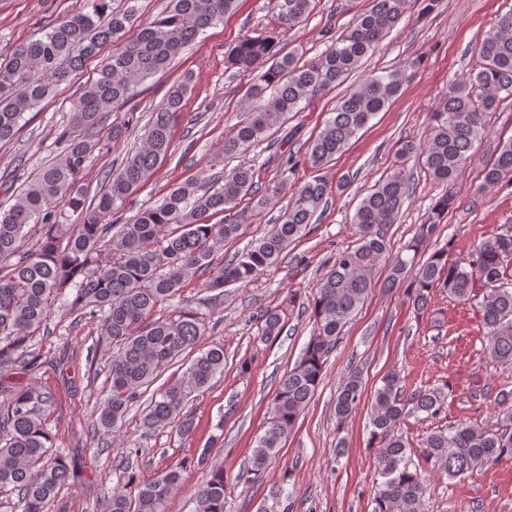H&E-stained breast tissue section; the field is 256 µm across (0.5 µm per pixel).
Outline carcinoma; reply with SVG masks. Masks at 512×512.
<instances>
[{"instance_id":"obj_1","label":"carcinoma","mask_w":512,"mask_h":512,"mask_svg":"<svg viewBox=\"0 0 512 512\" xmlns=\"http://www.w3.org/2000/svg\"><path fill=\"white\" fill-rule=\"evenodd\" d=\"M87 8L57 21L42 37L16 45L0 60V144H9L22 128L27 112L37 108L69 74L112 45L95 77L81 86L71 102L67 125L57 132L59 151L22 188L14 203L0 209V366L35 367L32 339L59 305L77 320L95 319L103 336L117 347L109 365L110 389L91 414L92 436L122 439L127 413L142 408L141 428L155 432L173 425L187 433L192 419L186 405L224 373V345L213 343L194 358L181 376L157 389L152 386L185 352L195 348L213 327L209 317L189 306L176 316L157 315L197 273L210 299L224 288L245 286L275 264L300 237L326 202L331 186L321 175L352 138L382 111L420 66L410 59L396 69L358 81L331 110L321 132L307 144L298 160L311 180L292 192L285 209L263 236L221 263L215 258L224 244L237 239L252 212L241 203L255 201L262 209L284 190L262 188L255 165L239 164L203 190L187 180L174 185L157 205L141 208L120 224L112 219L133 200L142 185L166 160L171 149V123L183 111L192 90L189 79L173 84L145 125L141 147L128 152L118 167L108 170L99 191L88 198L80 184L85 163L97 146L100 118L140 93V87L165 71L183 49L205 29L224 19L238 0H171V8L155 22L129 37L138 13V0L112 8V0H86ZM315 0H272L275 28L268 34L238 43L224 64L251 78L248 95L262 104L224 135V156L236 157L272 137L312 100L342 84L359 70L402 20L410 0H374L317 57L299 63L280 56L278 34L298 27L312 12ZM476 65L469 76L448 87L437 111L431 113L422 141L406 142L400 158H415L428 177L442 186L427 221L407 245L412 256H390L384 229L397 223L411 199L410 174L399 163L375 183L361 200L353 221L358 244L338 253L317 282L312 302L313 333L298 364L280 379L262 434L255 440L249 468L235 477L248 482L266 469L282 448L321 382L330 353L341 332L371 291L372 270L389 261L384 287L395 288L407 274L414 277L413 302L427 305L438 288L448 297L470 302L480 315L490 361L512 366V234L481 240L466 257L448 262V251L418 259L425 243L456 201V185L470 150L486 130V117L512 96V9L476 46ZM512 183V140L502 145L483 170V186ZM217 214L219 224L211 223ZM35 225L39 238L23 249L26 228ZM261 339L280 335V314L264 309ZM364 394L357 370L345 378L336 395V420L344 423ZM50 395L35 381L0 382V489L17 491L21 512H49L61 490L70 484L80 463L77 448L62 451L44 425ZM500 427L470 421L433 429L421 439V455L450 479L460 478L502 458H512V392L498 397ZM446 412L440 388H417L403 394L400 376L389 372L371 397L370 448L377 461L374 512H420L426 480L410 468V448L398 433L410 416L433 419ZM142 449L126 445L125 465L118 484L102 488L99 512H167L171 496L186 480L187 466L162 469L146 479L141 474ZM228 478L212 469L195 498L194 512H226ZM292 492L278 485L269 491L258 512H292Z\"/></svg>"}]
</instances>
